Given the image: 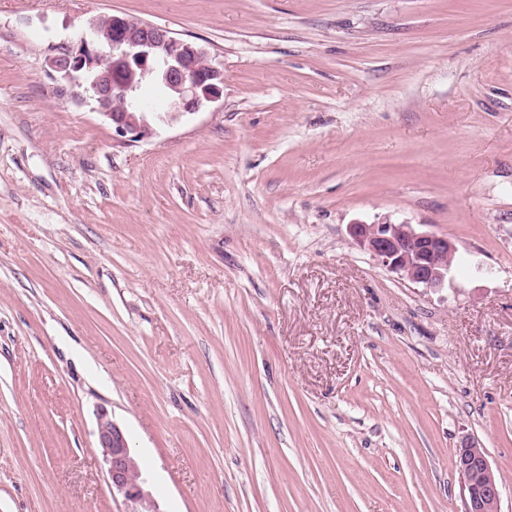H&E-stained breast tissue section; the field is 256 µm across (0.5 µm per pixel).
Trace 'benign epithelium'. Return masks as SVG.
Here are the masks:
<instances>
[{
	"instance_id": "benign-epithelium-1",
	"label": "benign epithelium",
	"mask_w": 512,
	"mask_h": 512,
	"mask_svg": "<svg viewBox=\"0 0 512 512\" xmlns=\"http://www.w3.org/2000/svg\"><path fill=\"white\" fill-rule=\"evenodd\" d=\"M48 65L68 86L72 101L93 99L99 114L131 142L152 138L157 123L197 113L224 91V70L204 47L126 15H112L105 36L99 19H90L85 32L51 56ZM154 75L172 90L168 111L155 123L147 119L139 94L140 82ZM350 235L402 279L432 290L448 283L457 248L446 236L389 220L353 224ZM98 442L112 488L131 505L128 512H159L144 490L124 432L105 409L98 413ZM456 468L464 484V512H501L499 482L484 449L472 444L458 449Z\"/></svg>"
}]
</instances>
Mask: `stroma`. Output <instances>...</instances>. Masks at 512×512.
Segmentation results:
<instances>
[{
    "label": "stroma",
    "mask_w": 512,
    "mask_h": 512,
    "mask_svg": "<svg viewBox=\"0 0 512 512\" xmlns=\"http://www.w3.org/2000/svg\"><path fill=\"white\" fill-rule=\"evenodd\" d=\"M224 94L121 140L46 63L96 16ZM448 236L433 291L348 233ZM512 512V0H0V512ZM98 442L112 490L121 493L131 505L127 512H159L155 501L144 490L139 465L130 452L124 432L105 409L98 413ZM456 468L464 484V512H501L499 482L483 448H459Z\"/></svg>",
    "instance_id": "1"
}]
</instances>
